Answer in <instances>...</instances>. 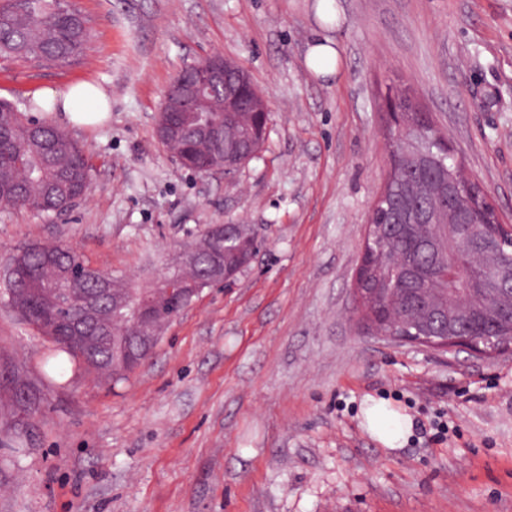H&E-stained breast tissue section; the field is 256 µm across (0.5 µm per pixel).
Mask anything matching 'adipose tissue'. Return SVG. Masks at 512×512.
<instances>
[{
	"label": "adipose tissue",
	"mask_w": 512,
	"mask_h": 512,
	"mask_svg": "<svg viewBox=\"0 0 512 512\" xmlns=\"http://www.w3.org/2000/svg\"><path fill=\"white\" fill-rule=\"evenodd\" d=\"M39 98L55 105L72 125L86 129L95 127L110 116V102L107 94L97 86L79 83L59 91L53 88L41 89ZM369 432L383 445L396 447L404 440L411 427V419L385 402H378L364 411Z\"/></svg>",
	"instance_id": "1"
}]
</instances>
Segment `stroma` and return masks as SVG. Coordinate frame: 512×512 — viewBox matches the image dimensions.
<instances>
[{"label":"stroma","mask_w":512,"mask_h":512,"mask_svg":"<svg viewBox=\"0 0 512 512\" xmlns=\"http://www.w3.org/2000/svg\"><path fill=\"white\" fill-rule=\"evenodd\" d=\"M93 38L65 68L0 69V98L77 81L111 100L69 133L92 189L62 215L0 211V255L57 241L153 284L213 224L261 244L111 384L0 304V512H512V352L398 344L359 323L355 276L388 171L384 99L410 90L512 223V0H72ZM339 74L306 65L316 33ZM268 99L235 171L180 168L155 136L173 76L212 53ZM386 402L412 431L365 428ZM364 419L369 432L388 448H396L411 427L409 416L394 410L382 401L367 407Z\"/></svg>","instance_id":"obj_1"}]
</instances>
